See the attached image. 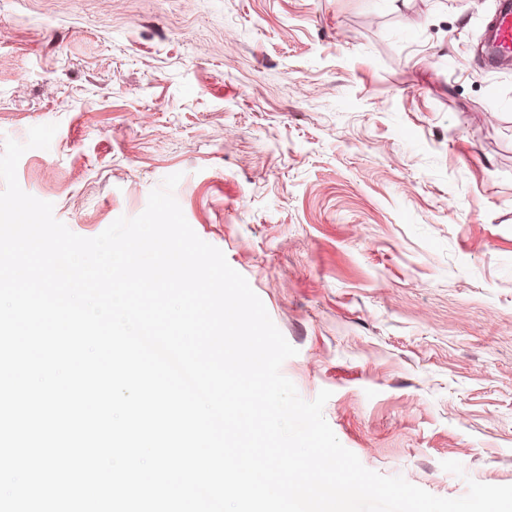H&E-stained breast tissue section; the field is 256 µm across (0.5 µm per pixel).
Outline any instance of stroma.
<instances>
[{
  "instance_id": "35a3bbf8",
  "label": "stroma",
  "mask_w": 512,
  "mask_h": 512,
  "mask_svg": "<svg viewBox=\"0 0 512 512\" xmlns=\"http://www.w3.org/2000/svg\"><path fill=\"white\" fill-rule=\"evenodd\" d=\"M497 0H0V139L72 232L183 214L369 470L512 485V66ZM460 462L465 474L442 469ZM494 62L512 63V1L499 0V10L488 40Z\"/></svg>"
}]
</instances>
